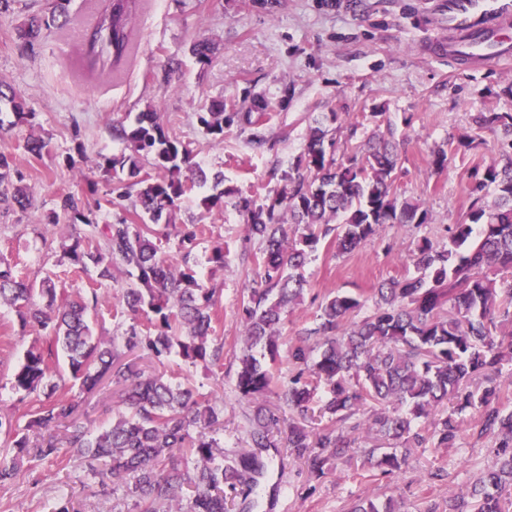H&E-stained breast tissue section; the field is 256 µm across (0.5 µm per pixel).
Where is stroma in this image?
<instances>
[{"instance_id": "1", "label": "stroma", "mask_w": 512, "mask_h": 512, "mask_svg": "<svg viewBox=\"0 0 512 512\" xmlns=\"http://www.w3.org/2000/svg\"><path fill=\"white\" fill-rule=\"evenodd\" d=\"M436 2L280 0L269 12L257 0H148L135 24L138 51L124 75L117 80L105 75L97 84L82 85L67 76L64 64L79 29L90 23L101 0H71L72 25L52 30L27 56L19 55L13 29L26 15L40 11L45 0H19L13 14L0 17V73L21 91L36 119L34 126L15 127L1 138L0 150L17 154L36 202L23 218H0V257L18 261L28 273L50 275L67 289L87 287V280L70 274L59 259L58 243L69 235V227L61 224L51 237L43 235L44 216L57 192L83 185L91 173L87 167L70 171L56 163L70 151L73 131H80L88 158L117 153L122 145L110 138V123L156 107L172 120L176 135L190 142L206 173L223 172L225 186L262 198L300 154L315 120L335 112L341 122L336 133L341 157L370 135L375 124H392L403 155L397 191L421 200L432 220L418 228L387 225L350 253L320 245L305 275L321 296L339 289L367 293L387 279L415 275L410 248L424 237L447 243L448 226L473 201L474 166L498 157L503 134L481 130L478 147L464 156L450 153L451 142L472 130L477 113H512V63L458 62L448 50ZM197 37L217 46L209 66L187 57ZM171 56L185 64L167 81L163 65ZM256 95L274 109L266 144L252 143L249 131L236 126L216 144L198 126L196 114L205 100H232L244 112ZM370 112L378 113L377 123L366 121ZM33 129L49 137L50 156L38 160L24 154L23 141ZM439 148L449 152L448 167L440 173L430 164ZM202 195L199 188L189 193L177 219L206 226L193 250L198 263H205L214 241L226 246L224 272L212 282L221 291L216 334L224 340V366L189 368L173 358L145 363L144 368L165 372L177 382L192 380L217 396L224 405V451L241 453L248 450L249 440L242 419L248 406L234 390L244 347L237 306L252 285L250 257L258 245L247 240L236 212L226 211L220 218L205 215ZM34 339V333H21L12 309L0 307V415L24 409L11 378ZM490 448L488 439L474 435L472 422H465L460 447L418 449L407 467L379 487L342 463L320 480L309 481L287 449L270 448L260 457L275 459L277 467L263 479L258 512H348L357 499L387 496L398 501L401 512H417L425 500L444 505L465 493L474 476L490 465ZM440 467L446 471L442 479L434 475ZM63 500L75 512H135L122 490L102 489L73 456L22 470L17 480L0 485V512H53Z\"/></svg>"}]
</instances>
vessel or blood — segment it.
<instances>
[{
    "label": "vessel or blood",
    "instance_id": "obj_1",
    "mask_svg": "<svg viewBox=\"0 0 512 512\" xmlns=\"http://www.w3.org/2000/svg\"><path fill=\"white\" fill-rule=\"evenodd\" d=\"M448 48L459 59L487 63L512 56V0H447Z\"/></svg>",
    "mask_w": 512,
    "mask_h": 512
}]
</instances>
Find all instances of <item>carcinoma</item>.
Wrapping results in <instances>:
<instances>
[{"label":"carcinoma","mask_w":512,"mask_h":512,"mask_svg":"<svg viewBox=\"0 0 512 512\" xmlns=\"http://www.w3.org/2000/svg\"><path fill=\"white\" fill-rule=\"evenodd\" d=\"M71 0H48L15 28L22 55L34 52L52 29L71 21ZM142 0H103L92 25L80 36V69L92 75L118 70L133 50V28ZM215 45L193 41L196 63L211 62ZM21 92L0 76V136L19 124L34 126ZM210 139L224 142L234 125L265 142L272 119L269 105L255 97L247 112H228L224 98H212L196 113ZM337 113L315 121L302 151L281 172L279 186L263 201L224 187V174L207 176L190 144L155 108L131 124L109 126L118 154H100L77 191L59 193L45 215L46 227L67 224L61 241L70 272L85 275L91 287L69 293L49 276L22 272L0 260V306L12 308L20 327L40 332L12 375V389L29 401L20 415L1 417L0 435L12 456L0 455V484L15 481L23 462H57L70 453L82 459L101 486L123 488L138 512H228L235 499L252 497L258 507L261 479L275 460L254 453L224 455L218 434L224 407L209 393L147 373L138 363H158L171 355L186 365H224L217 342L218 295L196 270L193 249L201 229L176 222L182 199L212 182L200 205L210 216L232 207L247 237L258 241L253 260L255 287L242 300L245 347L238 357L235 388L249 404L245 414L253 448L288 449L319 480L333 462L361 459L366 481L402 470L418 448H458L463 414L478 415L477 435L494 443L493 466L470 484L466 499L448 512H512V409L502 404L512 379V114L481 112L475 129L501 130L509 138L499 158L473 170L475 198L460 220L448 227L449 243L423 238L410 251L417 275L391 278L373 289L377 296L361 317L367 298L351 292L320 300L315 325L282 351L287 309L311 291L304 275L323 241L349 253L388 224L430 223L423 203L397 193L401 164L393 136H377L336 158V133L325 125ZM25 154H50L49 138L30 134ZM34 191L17 156L0 152V217L25 213ZM118 206L122 213L112 215ZM177 239L179 257L158 241ZM212 276L224 272V244L213 243L207 258ZM131 275V287L117 299L129 318L121 343L95 335L93 319L112 301L101 288L115 265ZM68 360L71 377L87 393L107 381L118 388L119 411L112 423L93 430L84 422L85 398L59 392L52 360ZM288 364V380L278 379ZM280 396L292 417L283 420L266 403ZM25 425H20V420ZM363 432L394 441L375 457L358 448ZM350 512H398L391 500L359 499Z\"/></svg>","instance_id":"cac0c4a2"}]
</instances>
